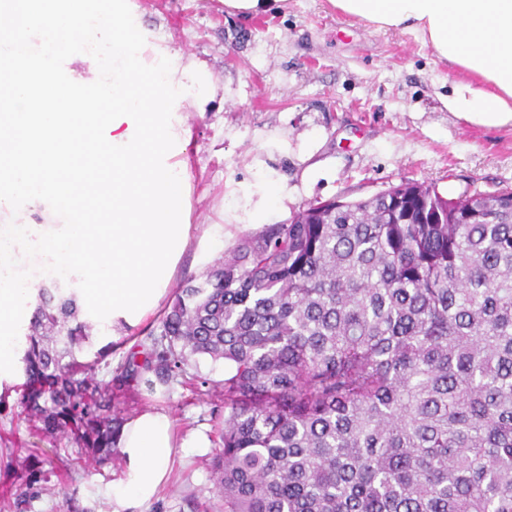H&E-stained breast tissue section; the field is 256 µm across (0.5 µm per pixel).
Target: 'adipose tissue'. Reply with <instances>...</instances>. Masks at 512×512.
Instances as JSON below:
<instances>
[{"mask_svg": "<svg viewBox=\"0 0 512 512\" xmlns=\"http://www.w3.org/2000/svg\"><path fill=\"white\" fill-rule=\"evenodd\" d=\"M346 16L380 30L412 33L458 73L448 79V110L479 127L512 126V0H327ZM201 436H180L164 411L130 416L114 446L122 459L112 483L119 505L151 504L172 474L181 448H203Z\"/></svg>", "mask_w": 512, "mask_h": 512, "instance_id": "obj_1", "label": "adipose tissue"}]
</instances>
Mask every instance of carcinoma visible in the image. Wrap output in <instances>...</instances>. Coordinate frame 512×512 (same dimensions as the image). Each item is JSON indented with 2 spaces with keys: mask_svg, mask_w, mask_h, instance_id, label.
Segmentation results:
<instances>
[{
  "mask_svg": "<svg viewBox=\"0 0 512 512\" xmlns=\"http://www.w3.org/2000/svg\"><path fill=\"white\" fill-rule=\"evenodd\" d=\"M27 330L26 414L97 462L112 388L224 361V512H512V190L311 204L178 285L108 382L73 297L39 289Z\"/></svg>",
  "mask_w": 512,
  "mask_h": 512,
  "instance_id": "1",
  "label": "carcinoma"
}]
</instances>
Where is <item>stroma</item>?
Returning a JSON list of instances; mask_svg holds the SVG:
<instances>
[{
  "label": "stroma",
  "mask_w": 512,
  "mask_h": 512,
  "mask_svg": "<svg viewBox=\"0 0 512 512\" xmlns=\"http://www.w3.org/2000/svg\"><path fill=\"white\" fill-rule=\"evenodd\" d=\"M148 51L195 56L216 88L205 111L183 108L176 147L190 187L188 220L220 224L252 208L262 180L288 197L261 224H285L310 203L366 199L404 181L444 197L512 189V127L481 128L448 111L451 65L413 35L376 30L327 0H285L249 19L222 0H128ZM187 377L160 385L145 373L115 392L123 416L165 409L180 432L204 434L174 466L171 482L144 512H223L212 461L221 446L224 400L199 396L196 377L222 382L223 362L196 357ZM20 393L0 395V512H114L108 492L120 468L75 464L30 422Z\"/></svg>",
  "instance_id": "1"
}]
</instances>
